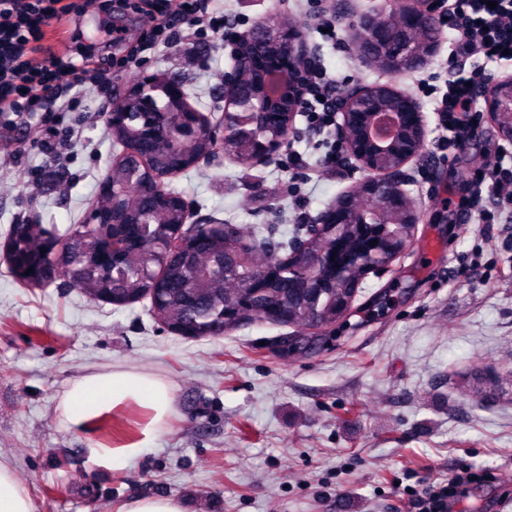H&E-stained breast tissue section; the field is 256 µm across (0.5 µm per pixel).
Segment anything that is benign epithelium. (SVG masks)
Listing matches in <instances>:
<instances>
[{"label":"benign epithelium","mask_w":512,"mask_h":512,"mask_svg":"<svg viewBox=\"0 0 512 512\" xmlns=\"http://www.w3.org/2000/svg\"><path fill=\"white\" fill-rule=\"evenodd\" d=\"M436 10L432 7L420 12L404 7L399 13L385 8L362 15L353 25V44L363 50L367 60L387 74L417 69L434 53L437 41L428 42L424 34L435 29ZM251 42L259 48L277 43L293 63V69L276 75H265L257 70L254 58L246 56L241 42ZM233 65L224 78V117L214 123L195 109L185 98L180 87L158 74H146L128 89L125 95L112 103L109 125L112 136L124 147L120 160L124 162L122 177L139 176L137 168L157 179L171 177L168 172H157L145 161V147L126 138L132 117L174 132L172 139H158L151 144V153L158 157L187 141L208 140L213 149L202 155L208 159L237 145L246 147V161L263 165L274 156L273 149L288 144L292 124L282 127L274 141L259 137L251 115L266 109L268 101L254 95L258 83L276 81L280 88H295L306 58V45L301 33L293 28L284 31L265 25L249 31L232 44ZM401 102L400 107L386 113L389 121L385 133L372 130L374 117L380 111L367 107L356 113L358 99L370 91L368 87H353L342 96L341 122L337 134L346 153L361 162L370 175L361 180L354 190L341 195L335 203L301 225V233L291 243L293 255L301 256L307 238L321 235L329 241L327 249L318 252L306 262H299L292 275V284L308 288L321 275L336 279L345 288L358 292L362 280L370 273H381L406 250L413 237L419 214L405 189L404 167L425 145L423 115L416 101L389 85ZM485 111L489 112L502 140L512 143V96L495 92L484 96ZM409 147L400 157V164L391 170H378V161L405 138ZM123 224L124 211L96 204L89 209L86 224ZM348 224H364L366 230L356 238L345 233Z\"/></svg>","instance_id":"7a95c632"}]
</instances>
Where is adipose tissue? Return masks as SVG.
Here are the masks:
<instances>
[{
  "label": "adipose tissue",
  "instance_id": "1",
  "mask_svg": "<svg viewBox=\"0 0 512 512\" xmlns=\"http://www.w3.org/2000/svg\"><path fill=\"white\" fill-rule=\"evenodd\" d=\"M175 397L173 383L157 376L124 368L91 373L75 381L62 402L66 423L84 427L103 414L128 403L148 409L152 418L141 439L117 448H99L95 454L104 464L117 465L136 456L153 440L161 424L172 412Z\"/></svg>",
  "mask_w": 512,
  "mask_h": 512
}]
</instances>
